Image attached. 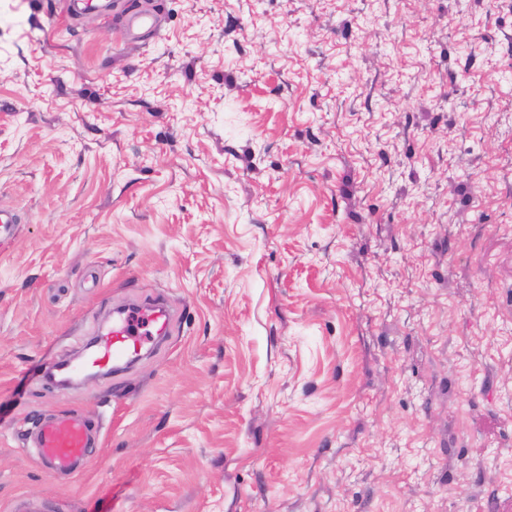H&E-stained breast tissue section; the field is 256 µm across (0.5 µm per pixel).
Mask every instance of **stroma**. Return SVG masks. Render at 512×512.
Segmentation results:
<instances>
[{
	"mask_svg": "<svg viewBox=\"0 0 512 512\" xmlns=\"http://www.w3.org/2000/svg\"><path fill=\"white\" fill-rule=\"evenodd\" d=\"M0 207V512H512V0H0ZM171 321L169 310L158 302L122 310L112 318L111 326L98 332L95 348L77 368L84 370L89 366L101 373L121 370L140 358L147 343L166 336ZM93 419L78 413L42 419L35 430L34 455L49 473H79L90 467L100 435Z\"/></svg>",
	"mask_w": 512,
	"mask_h": 512,
	"instance_id": "1",
	"label": "stroma"
}]
</instances>
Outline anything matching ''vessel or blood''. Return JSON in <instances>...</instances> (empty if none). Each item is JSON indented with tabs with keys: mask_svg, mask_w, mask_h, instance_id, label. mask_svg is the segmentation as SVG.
<instances>
[{
	"mask_svg": "<svg viewBox=\"0 0 512 512\" xmlns=\"http://www.w3.org/2000/svg\"><path fill=\"white\" fill-rule=\"evenodd\" d=\"M172 321L169 310L157 302H146L120 311L107 329L99 331L86 360L91 370L118 371L140 358L152 338L167 335ZM88 416L63 413L42 419L35 431L34 455L49 473H79L90 467L100 437Z\"/></svg>",
	"mask_w": 512,
	"mask_h": 512,
	"instance_id": "b4317fda",
	"label": "vessel or blood"
}]
</instances>
